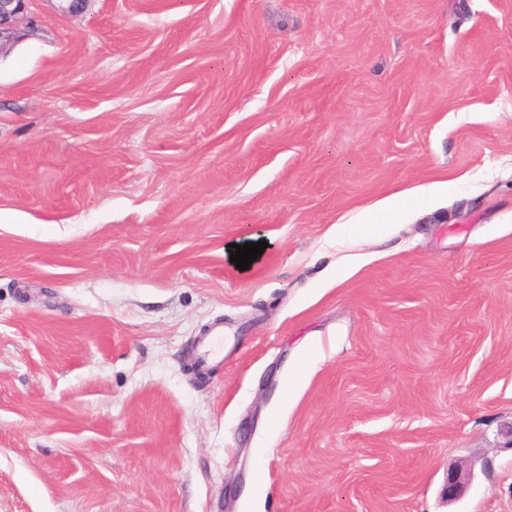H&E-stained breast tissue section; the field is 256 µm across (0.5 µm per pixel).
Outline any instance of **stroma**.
Listing matches in <instances>:
<instances>
[{"label": "stroma", "mask_w": 512, "mask_h": 512, "mask_svg": "<svg viewBox=\"0 0 512 512\" xmlns=\"http://www.w3.org/2000/svg\"><path fill=\"white\" fill-rule=\"evenodd\" d=\"M0 213V512H512V0H27ZM427 199L423 196H410L405 193H394L385 199L379 214L366 215L360 224L343 225L341 229L349 233L366 236L382 237L394 224L406 218L413 210L426 206ZM196 349L200 365L209 370L212 364L224 358V332L216 331L211 336H203L197 342Z\"/></svg>", "instance_id": "35a3bbf8"}]
</instances>
